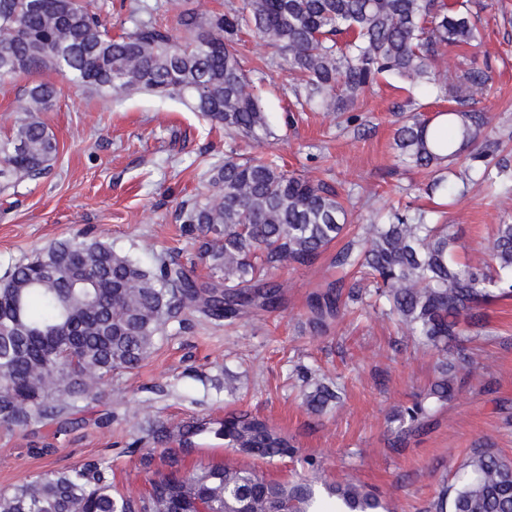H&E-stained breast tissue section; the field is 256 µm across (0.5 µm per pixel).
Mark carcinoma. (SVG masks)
Listing matches in <instances>:
<instances>
[{
  "label": "carcinoma",
  "mask_w": 512,
  "mask_h": 512,
  "mask_svg": "<svg viewBox=\"0 0 512 512\" xmlns=\"http://www.w3.org/2000/svg\"><path fill=\"white\" fill-rule=\"evenodd\" d=\"M171 12L182 35L158 26L154 13ZM486 0H241L225 13L184 7L183 0L151 5L138 0L134 30L118 35L102 25L85 0H0V79L55 70L91 92L120 100L136 92L176 95L228 135L224 163L211 170L215 192L180 204L178 219L203 235L201 258L216 276L200 279L175 257L119 252L96 239L51 245L16 265L0 282V424L28 428L57 424L102 399L105 379L136 368L167 322L181 313L233 323L284 305L269 275L311 266L336 243L330 258L338 277L308 302L312 332H327L345 312L379 306L400 330L435 357L423 396L390 419L392 445L423 429L433 410L453 400L462 372L474 361L451 345L481 327L480 307L512 296V224L497 225L488 261L474 266L455 256L458 238L428 211L406 206L382 222L351 231L352 213L340 192L321 180L290 173L275 156L237 152L240 142L273 137L260 96L237 46L249 32L276 47L298 76L300 106L345 112L389 75L411 87L433 85L453 107L433 118L406 117L394 132L405 167L430 174L425 193L455 194L450 176L474 172L490 196L512 193V161L502 155L512 131L488 134L489 114L475 108L492 89L489 65L443 75L435 62L446 47L471 46L489 25ZM147 19H142L141 15ZM58 95L50 81L32 85L12 131L0 139L5 191L36 180L58 154V143L38 114ZM314 414L342 399L343 387L299 371ZM159 449L128 445L152 470L143 492H120L112 468L92 462L54 469L0 491V512H320V493L336 512H393L380 494L351 478L330 482L316 461L310 471L271 480L238 457L272 462L296 451L288 438L248 411L215 423L192 420L150 427ZM213 437L234 453L221 463L188 471L196 440ZM434 512H512V458L489 446L470 450Z\"/></svg>",
  "instance_id": "obj_1"
}]
</instances>
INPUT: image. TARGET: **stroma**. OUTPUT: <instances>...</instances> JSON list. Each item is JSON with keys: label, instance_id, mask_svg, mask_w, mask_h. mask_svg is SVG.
I'll return each mask as SVG.
<instances>
[{"label": "stroma", "instance_id": "obj_1", "mask_svg": "<svg viewBox=\"0 0 512 512\" xmlns=\"http://www.w3.org/2000/svg\"><path fill=\"white\" fill-rule=\"evenodd\" d=\"M489 2L492 20L480 42L447 49L436 68L454 72L465 60L489 63L494 86L478 106L491 114L493 127L512 128V0ZM240 55L277 134L260 146L242 145L241 153L277 155L288 171L335 186L358 224L397 200L430 207L428 174L398 162L393 134L408 100L430 115L448 109L447 100L424 87L410 94L398 81L382 79L351 107L356 120L348 124L332 111H295L293 81L275 47L249 38ZM38 78L59 89L54 110L40 115L59 154L43 177L0 192V280L45 246L81 234L124 252H140L149 242L208 276L199 244L183 233L176 209L183 199L211 193L209 172L224 161V131L178 98L135 95L113 103L44 71L0 79V136L11 131ZM441 221L465 245V259L480 264L497 226L512 224V199L491 198L471 181ZM327 275L321 266L274 272L288 304L273 314L231 326L192 315L170 320L140 367L114 372L102 401L78 412L66 432L0 426V489L48 469L102 460L111 464L118 488L144 491L148 474L139 455L124 447L134 438L152 447L148 422L216 420L236 409L268 420L297 447L294 457L255 461L259 473L291 479L313 458L328 480L355 477L378 489L395 512H430L455 468L480 443L512 457V297L484 307L491 337L469 343L476 365L456 398L420 436L395 450L387 419L423 394L434 358L373 310L357 321L345 317L325 334L311 333L305 298ZM297 364L340 381L341 403L310 413L293 371ZM46 445L54 454L38 456L37 448Z\"/></svg>", "mask_w": 512, "mask_h": 512}]
</instances>
